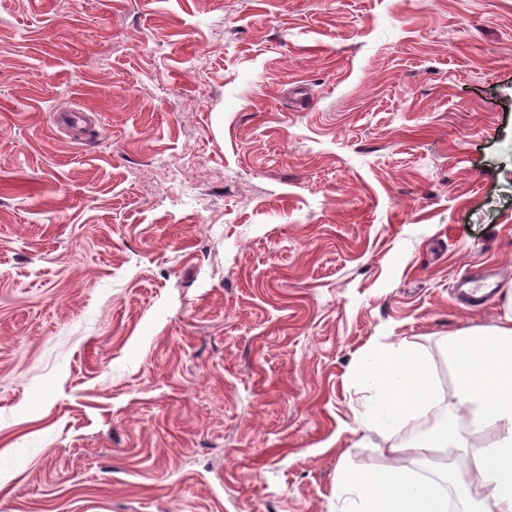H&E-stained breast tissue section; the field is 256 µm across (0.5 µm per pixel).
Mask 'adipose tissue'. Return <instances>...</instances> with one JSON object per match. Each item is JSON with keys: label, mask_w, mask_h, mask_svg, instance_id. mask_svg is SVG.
<instances>
[{"label": "adipose tissue", "mask_w": 512, "mask_h": 512, "mask_svg": "<svg viewBox=\"0 0 512 512\" xmlns=\"http://www.w3.org/2000/svg\"><path fill=\"white\" fill-rule=\"evenodd\" d=\"M445 396L423 346L374 347L355 368L360 418L386 466L341 476L336 512H512V309L498 325L442 337ZM494 438L473 452L474 438Z\"/></svg>", "instance_id": "ef3b65f1"}]
</instances>
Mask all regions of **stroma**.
<instances>
[{"label": "stroma", "mask_w": 512, "mask_h": 512, "mask_svg": "<svg viewBox=\"0 0 512 512\" xmlns=\"http://www.w3.org/2000/svg\"><path fill=\"white\" fill-rule=\"evenodd\" d=\"M510 306L512 0H0V512H335L358 356ZM459 300L472 308L488 304L498 293V285L492 273H487L480 282H474L467 276L458 280L456 288Z\"/></svg>", "instance_id": "obj_1"}]
</instances>
